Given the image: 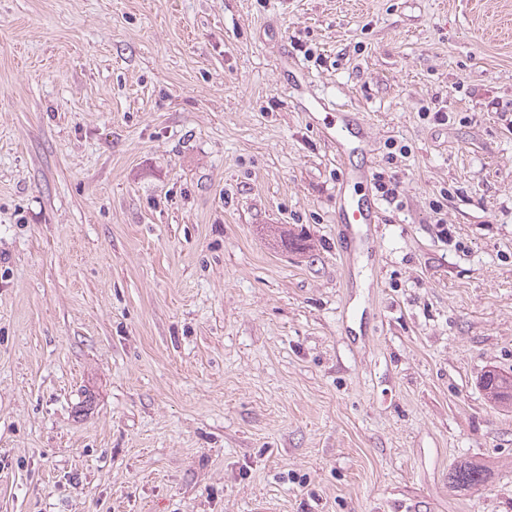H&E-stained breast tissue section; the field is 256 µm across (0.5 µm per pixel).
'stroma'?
Here are the masks:
<instances>
[{
  "label": "stroma",
  "mask_w": 512,
  "mask_h": 512,
  "mask_svg": "<svg viewBox=\"0 0 512 512\" xmlns=\"http://www.w3.org/2000/svg\"><path fill=\"white\" fill-rule=\"evenodd\" d=\"M493 368L512 0H0V512H512ZM340 209L342 212V223L352 225V232L357 236L363 225L377 224V211L373 207L348 202L345 197L341 199ZM487 468L473 461H461L449 473V483L459 490H471L483 485L487 480Z\"/></svg>",
  "instance_id": "1"
}]
</instances>
